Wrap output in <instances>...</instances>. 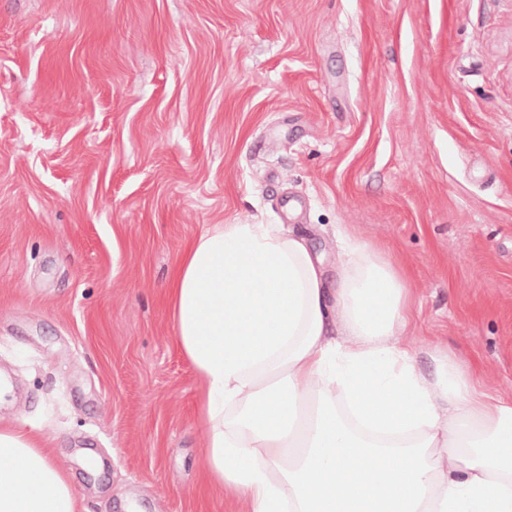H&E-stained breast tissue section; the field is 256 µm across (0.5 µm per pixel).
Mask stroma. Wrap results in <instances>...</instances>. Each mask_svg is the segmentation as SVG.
Wrapping results in <instances>:
<instances>
[{
	"instance_id": "obj_1",
	"label": "stroma",
	"mask_w": 512,
	"mask_h": 512,
	"mask_svg": "<svg viewBox=\"0 0 512 512\" xmlns=\"http://www.w3.org/2000/svg\"><path fill=\"white\" fill-rule=\"evenodd\" d=\"M212 224L388 244L419 370L511 399L512 0H0V424L79 512H249L164 300Z\"/></svg>"
}]
</instances>
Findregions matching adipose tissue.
<instances>
[{
  "mask_svg": "<svg viewBox=\"0 0 512 512\" xmlns=\"http://www.w3.org/2000/svg\"><path fill=\"white\" fill-rule=\"evenodd\" d=\"M335 284L304 238L216 224L185 245L167 303L204 383L214 482L250 512H512V399L454 360L416 367L407 276L340 233ZM0 512H77L42 439L0 427Z\"/></svg>",
  "mask_w": 512,
  "mask_h": 512,
  "instance_id": "adipose-tissue-1",
  "label": "adipose tissue"
}]
</instances>
